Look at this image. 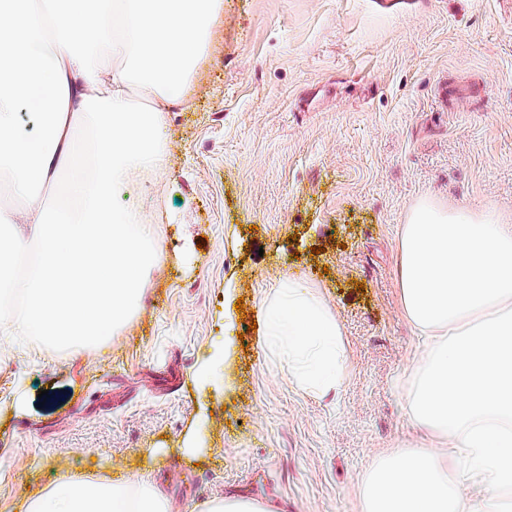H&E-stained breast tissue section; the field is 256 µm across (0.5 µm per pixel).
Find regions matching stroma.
<instances>
[{
    "mask_svg": "<svg viewBox=\"0 0 512 512\" xmlns=\"http://www.w3.org/2000/svg\"><path fill=\"white\" fill-rule=\"evenodd\" d=\"M192 99L133 193L169 213L139 313L91 349L0 339V512L68 473L153 478L171 512H358L376 453L422 445L398 230L423 197L512 218V0H224ZM285 274L342 328L338 395L262 349ZM203 512H274L264 505L236 498H215L204 504Z\"/></svg>",
    "mask_w": 512,
    "mask_h": 512,
    "instance_id": "35a3bbf8",
    "label": "stroma"
}]
</instances>
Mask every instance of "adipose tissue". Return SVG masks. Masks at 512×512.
<instances>
[{"mask_svg":"<svg viewBox=\"0 0 512 512\" xmlns=\"http://www.w3.org/2000/svg\"><path fill=\"white\" fill-rule=\"evenodd\" d=\"M223 15L224 0H0V183L23 203L0 212V281L10 258H36L23 305L0 303V336L83 349L140 309L161 254L131 197L165 167L169 114L190 108ZM22 107L38 134L19 125ZM396 273L421 349L406 397L430 448L380 450L363 512H496L497 492L512 488V220L419 200L399 229ZM258 314L297 389L340 391L348 349L315 286L282 276ZM24 508L168 512V502L144 477L66 474Z\"/></svg>","mask_w":512,"mask_h":512,"instance_id":"adipose-tissue-1","label":"adipose tissue"}]
</instances>
